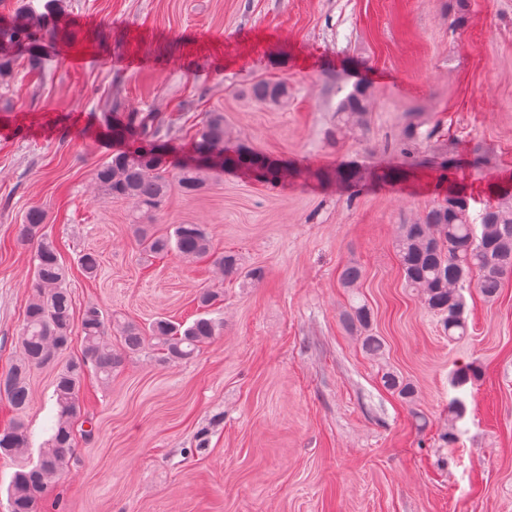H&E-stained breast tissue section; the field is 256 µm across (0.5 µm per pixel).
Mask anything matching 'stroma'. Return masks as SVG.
I'll use <instances>...</instances> for the list:
<instances>
[{
  "label": "stroma",
  "mask_w": 512,
  "mask_h": 512,
  "mask_svg": "<svg viewBox=\"0 0 512 512\" xmlns=\"http://www.w3.org/2000/svg\"><path fill=\"white\" fill-rule=\"evenodd\" d=\"M261 79L286 81L287 103L251 99ZM360 81L367 123L349 128L337 108ZM136 111L178 127L223 113L232 140L282 161L274 189L246 171L195 194L171 186L152 225H203L215 251L263 280L142 251L133 201L95 180L116 148L113 118ZM413 113L440 132L409 155L400 137ZM352 166L355 188L335 177ZM445 175L473 220L512 177V0H63L41 71L21 61L0 83V369L20 356L32 207L65 265L99 256L97 277L70 281L75 312L93 303L187 325L210 290L224 322L192 359L146 349L107 385L86 379L94 428L52 486L64 512H512V274L493 300L465 291L468 331L455 339L406 287L394 249ZM352 264L362 278L350 290L340 274ZM354 295L379 357L343 320ZM468 363L479 378L453 388ZM387 370L413 403L384 389ZM58 371L30 373L33 459ZM457 396L467 410L452 426Z\"/></svg>",
  "instance_id": "1"
}]
</instances>
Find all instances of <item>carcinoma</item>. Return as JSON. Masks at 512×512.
<instances>
[{
  "instance_id": "obj_1",
  "label": "carcinoma",
  "mask_w": 512,
  "mask_h": 512,
  "mask_svg": "<svg viewBox=\"0 0 512 512\" xmlns=\"http://www.w3.org/2000/svg\"><path fill=\"white\" fill-rule=\"evenodd\" d=\"M62 12V0H44L41 10L19 7L11 21L0 25V77L13 71L12 48L26 53L32 71L43 67L42 44L51 38ZM366 86L354 85L341 101L340 121L361 126L365 122ZM257 102L279 105L288 100V85L281 81L259 80L249 89ZM424 123L413 119L407 125L402 148L408 152L420 142L432 138L436 128L423 129ZM170 128L153 112H130L124 119L112 120V135L118 148L96 171V181L105 194L131 199L136 215L133 224L143 251L164 257L173 251L184 259L211 258L226 277L258 280L262 272L248 269L238 254L212 250L206 230L199 224H177L170 235H157L146 222L164 207L169 178H174L187 194L200 191L211 175L248 171L267 187L276 186L283 167L245 145L230 150L225 146L230 134L220 112H208L190 135L191 154L181 156L170 144ZM469 201L462 189H450L415 224L401 225L394 248L398 254L406 286L423 299L424 304L444 319L448 337L467 331L463 290L470 283L487 299L495 298L503 279L512 273V180L498 190V201L485 205L479 223L470 221ZM46 214L40 208L26 213L22 228L25 240L35 243L32 298L24 315L20 336L22 357L0 373V396L7 399L14 417L0 431V457H20L29 447L28 429L21 418L29 401V374L32 368L51 365L68 349L74 330V309L69 292V272L60 262L54 240L44 232ZM80 270L87 278L96 276L98 256L86 252L79 259ZM216 294L204 291L199 297L205 312L198 314L186 327L175 326L158 318L147 326L133 321L107 318L94 305L82 313L80 358L70 361L58 374L54 398L56 419L37 461L18 464L8 486V512H56L59 500L50 498L48 490L63 470L66 461H52L58 449L74 447L75 426L86 423L80 398L85 371L92 369L107 381L121 358L106 341L109 331L116 330L126 350L144 349L155 342L166 362L192 358L200 348L219 334L223 322L210 316ZM371 313L362 302H350L345 321L350 329L369 326ZM478 376L472 364L458 367L451 385L460 389ZM383 386L401 399L410 401L414 391L410 383L397 374H382Z\"/></svg>"
}]
</instances>
